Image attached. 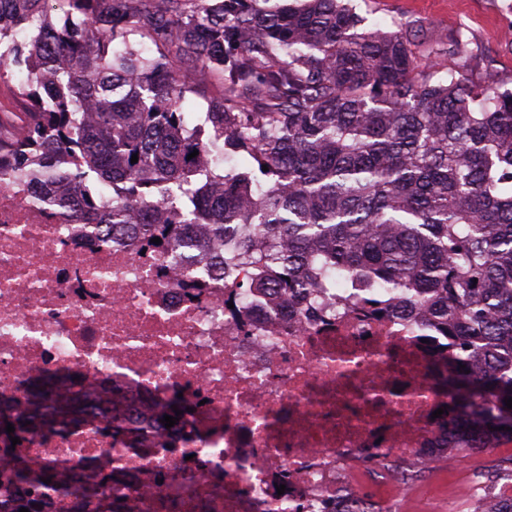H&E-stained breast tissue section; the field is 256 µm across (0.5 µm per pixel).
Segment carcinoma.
Here are the masks:
<instances>
[{
	"mask_svg": "<svg viewBox=\"0 0 512 512\" xmlns=\"http://www.w3.org/2000/svg\"><path fill=\"white\" fill-rule=\"evenodd\" d=\"M0 0V67L32 112L0 137V185L25 178L69 224L194 249L210 227L255 266L243 291L307 292L336 272L455 340L448 456L512 440V90L433 61L409 25L365 30L346 0ZM155 45L147 55L131 41ZM220 74L207 140L187 73ZM231 148L247 165H205ZM198 155L187 156L193 151ZM138 162L131 163L132 155ZM268 170H263V167Z\"/></svg>",
	"mask_w": 512,
	"mask_h": 512,
	"instance_id": "obj_1",
	"label": "carcinoma"
}]
</instances>
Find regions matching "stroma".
Masks as SVG:
<instances>
[{"label": "stroma", "mask_w": 512, "mask_h": 512, "mask_svg": "<svg viewBox=\"0 0 512 512\" xmlns=\"http://www.w3.org/2000/svg\"><path fill=\"white\" fill-rule=\"evenodd\" d=\"M365 29L392 30L401 23L422 26L413 46L421 64H428L438 49L455 38L468 43L463 74L472 81L494 78L512 89V0H352ZM26 74L10 67L0 71V127L18 126L26 109L16 89ZM453 468H437L432 480L417 482L403 494L379 493L378 512H469L477 505L479 484L488 482L493 469L512 462V441L489 448L460 451Z\"/></svg>", "instance_id": "obj_1"}]
</instances>
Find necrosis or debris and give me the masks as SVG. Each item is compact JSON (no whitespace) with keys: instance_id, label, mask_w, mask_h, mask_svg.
<instances>
[{"instance_id":"4bbe7bcc","label":"necrosis or debris","mask_w":512,"mask_h":512,"mask_svg":"<svg viewBox=\"0 0 512 512\" xmlns=\"http://www.w3.org/2000/svg\"><path fill=\"white\" fill-rule=\"evenodd\" d=\"M90 235L27 183L0 189V512H367L360 487L413 482L386 459L431 475L447 336L404 307L353 309L338 274L305 318L276 292L238 297L252 264ZM36 392L68 425L11 442L5 419Z\"/></svg>"}]
</instances>
